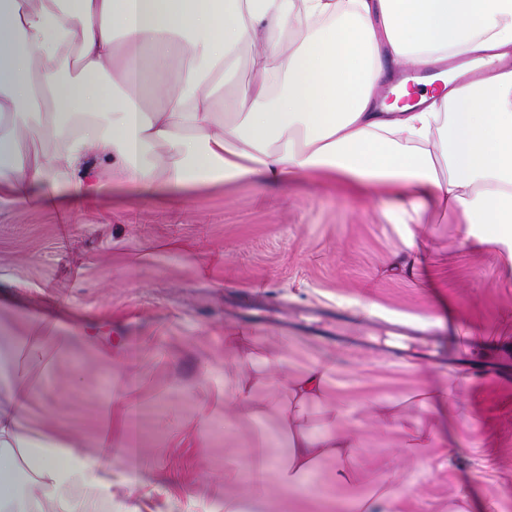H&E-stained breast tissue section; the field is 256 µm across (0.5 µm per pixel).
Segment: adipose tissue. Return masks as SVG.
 <instances>
[{
  "mask_svg": "<svg viewBox=\"0 0 512 512\" xmlns=\"http://www.w3.org/2000/svg\"><path fill=\"white\" fill-rule=\"evenodd\" d=\"M512 0H0V198L45 201L66 187L91 201L106 184L185 197L220 183L318 173L354 186L399 187L395 224L427 206L458 213L461 246L512 255ZM470 58L490 74L412 104L385 103V65ZM75 60L79 79L57 65ZM251 81L230 86L240 65ZM163 99L142 104L144 91ZM235 376L214 405L237 420L276 415L288 445L224 474L270 470L283 494L305 489L322 458L348 480L359 445L326 398L328 370L277 384L281 358L226 331ZM316 408L320 434L301 416ZM23 400L0 408V512H87L65 496L79 480L111 499L98 458L22 431Z\"/></svg>",
  "mask_w": 512,
  "mask_h": 512,
  "instance_id": "1",
  "label": "adipose tissue"
}]
</instances>
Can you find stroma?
Masks as SVG:
<instances>
[{
    "mask_svg": "<svg viewBox=\"0 0 512 512\" xmlns=\"http://www.w3.org/2000/svg\"><path fill=\"white\" fill-rule=\"evenodd\" d=\"M393 204L392 195L317 177L206 187L184 201L109 185L74 218L0 201V351L21 359L20 337L42 346L27 367L39 389L26 433L100 457L112 500L96 501L95 512L113 502L169 512L174 498L180 512H212L224 502L225 460H250L257 432L269 457L285 451L276 418L259 430L225 429L223 412L204 416L195 388L203 380L223 390L224 330L262 286L271 310L251 328L258 346L286 357L291 377L329 361L330 397L345 404L360 446L351 482L321 460L307 491L271 493L270 512H346L387 480L403 491L396 512H446L454 499L469 512L490 503L512 512V377L426 365L418 345L391 357L288 326L287 312L338 309L381 342L401 327L433 334L442 352L453 326L469 336L472 356L486 338L504 343L512 368V275L502 250L459 247L464 227L445 214L415 227L408 247L387 218ZM426 386L452 388L447 405L407 403ZM389 405L434 434L428 458L393 474L384 459L400 434L375 416ZM118 423L134 455L116 465L101 440Z\"/></svg>",
    "mask_w": 512,
    "mask_h": 512,
    "instance_id": "stroma-1",
    "label": "stroma"
}]
</instances>
